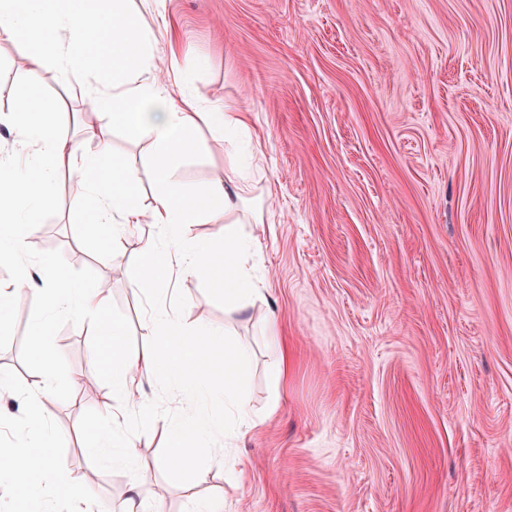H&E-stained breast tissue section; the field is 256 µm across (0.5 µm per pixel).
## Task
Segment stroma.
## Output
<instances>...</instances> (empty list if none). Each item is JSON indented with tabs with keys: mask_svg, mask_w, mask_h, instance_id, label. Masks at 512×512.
Masks as SVG:
<instances>
[{
	"mask_svg": "<svg viewBox=\"0 0 512 512\" xmlns=\"http://www.w3.org/2000/svg\"><path fill=\"white\" fill-rule=\"evenodd\" d=\"M142 17L141 51L174 58L202 103L253 117L264 154L254 194L278 188L273 221L242 225L261 242L266 291L226 315L201 280L173 275L167 298L186 327L227 329L250 358L239 377L259 427L216 440L236 477L212 469L199 493L224 512H512V0H129ZM62 136L93 151L83 103L53 67L31 73ZM0 84V152L25 139ZM138 177L155 186L149 138L108 133ZM224 177V146L185 157L176 178L200 191ZM85 189L59 173L56 204L27 240L33 272L60 271L102 289L130 349L151 339L131 281L146 225L125 227L103 256L83 222ZM40 313L16 296L0 328V438L27 415L42 368L29 353ZM277 317L293 352L288 386L273 395L262 315ZM62 380L46 417L73 482L95 466L93 429L111 410L112 376L91 325L53 320ZM159 413L137 442L156 477L142 495L183 512L181 475L159 468L170 422L189 401L143 375ZM130 478L104 468L81 512H126Z\"/></svg>",
	"mask_w": 512,
	"mask_h": 512,
	"instance_id": "stroma-1",
	"label": "stroma"
}]
</instances>
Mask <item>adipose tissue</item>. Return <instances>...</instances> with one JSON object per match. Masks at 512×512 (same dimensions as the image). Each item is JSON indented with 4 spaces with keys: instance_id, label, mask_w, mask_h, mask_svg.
<instances>
[{
    "instance_id": "1",
    "label": "adipose tissue",
    "mask_w": 512,
    "mask_h": 512,
    "mask_svg": "<svg viewBox=\"0 0 512 512\" xmlns=\"http://www.w3.org/2000/svg\"><path fill=\"white\" fill-rule=\"evenodd\" d=\"M138 29L139 19L125 10L124 0H0V43L23 47L27 56L26 70L11 75L13 82L24 86L11 112L25 127L30 155L21 166L0 161V258L14 261L13 282L28 279L27 266L20 258L29 234L56 204L59 171L81 175L86 187V221L101 245L116 242L129 224H157L164 229L163 235H148L144 242L140 263L151 266V273L134 278L135 288L155 302L143 324L152 343L142 352L128 351L123 324L109 316L105 298L88 284L55 274L39 289L41 313L31 325L29 351L42 364L43 373L26 391L30 414L9 446L21 453H43L44 465L26 483H14L16 498L5 512H39L35 490L44 481L51 495L65 505H74L85 496L75 489L66 462L52 454L57 440L43 413V401L58 378L59 360L48 344L56 313H66L77 324L93 318L100 347L112 350V394L118 405L98 422L89 450L102 464L130 474L133 500L129 512H156L155 505L139 492L146 475L138 465L135 442L156 416L155 405L138 396L142 375L175 378L188 394L222 403L221 415H214L209 405L201 407L192 416L174 421L167 431L168 453L179 456V471L185 478V512H219L218 501L198 497L196 488L206 482L212 467L224 464L223 456L212 453L209 442L225 434L227 416H236L242 428L254 425L247 399L236 387L244 351L225 350L223 370L190 374V365L214 350L221 335L183 327L173 310L155 301L171 269L168 259L172 256L177 257L184 276L215 287L224 299L225 312H243L262 297V283L250 262L259 240L241 237L233 227L236 214L242 212L248 213L252 223L264 221L262 208L247 207L251 183L236 146L239 135L250 129V117L200 105L185 88L174 87L170 63L139 54ZM63 31L70 33L69 41L60 40ZM78 63L107 71L110 78L102 89L79 84L78 93L89 112H107L113 127L127 137H147L154 144L149 165L156 191L149 210L132 204L136 175L104 145L105 128L89 124L88 134L100 146L90 154L80 152L59 134L42 93L27 83L29 71L48 64L54 65L61 80H69ZM203 127L213 139L223 141L227 165L223 180L190 194L179 185L176 170L183 156L201 149L197 133ZM218 216L229 226L223 246L184 237L185 226ZM13 282H0V316L16 295Z\"/></svg>"
}]
</instances>
